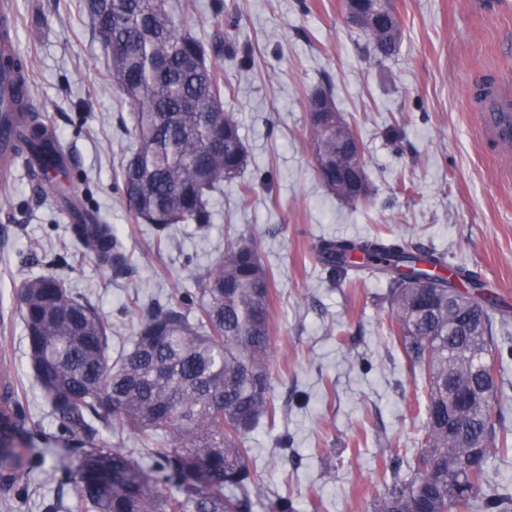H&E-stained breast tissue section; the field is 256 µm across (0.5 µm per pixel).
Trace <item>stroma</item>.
Returning a JSON list of instances; mask_svg holds the SVG:
<instances>
[{
    "mask_svg": "<svg viewBox=\"0 0 512 512\" xmlns=\"http://www.w3.org/2000/svg\"><path fill=\"white\" fill-rule=\"evenodd\" d=\"M203 43L216 10L237 22L235 53L209 56L224 80L247 167L211 202L206 227L165 231L137 222L118 182L133 114L113 88L81 0H13L18 58L30 94L71 158L74 200L120 240L126 262L99 263L69 237L62 202L39 196L29 169L0 172V360L16 376L25 439L46 464L77 461L30 366L18 288L53 272L112 323V349L130 347L128 307L166 302L227 245L253 240L275 275L274 421L248 438L259 478L252 512H373L385 464L412 462L426 422L425 381L389 331L387 283L371 273L337 284L314 256L320 239L376 234L424 244L512 297V179L482 147L474 81L512 76V0H392L401 38L374 60L347 24L342 0H174ZM330 89L362 147L370 193L351 205L315 174L306 98ZM495 400L512 437V319L494 326Z\"/></svg>",
    "mask_w": 512,
    "mask_h": 512,
    "instance_id": "obj_1",
    "label": "stroma"
}]
</instances>
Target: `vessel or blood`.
Listing matches in <instances>:
<instances>
[{"instance_id":"b4317fda","label":"vessel or blood","mask_w":512,"mask_h":512,"mask_svg":"<svg viewBox=\"0 0 512 512\" xmlns=\"http://www.w3.org/2000/svg\"><path fill=\"white\" fill-rule=\"evenodd\" d=\"M484 141L498 158V168L512 173V93L484 91L476 113Z\"/></svg>"}]
</instances>
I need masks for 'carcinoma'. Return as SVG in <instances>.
<instances>
[{
	"instance_id": "carcinoma-1",
	"label": "carcinoma",
	"mask_w": 512,
	"mask_h": 512,
	"mask_svg": "<svg viewBox=\"0 0 512 512\" xmlns=\"http://www.w3.org/2000/svg\"><path fill=\"white\" fill-rule=\"evenodd\" d=\"M121 101L131 108L136 148L121 168L122 194L135 219L164 230L170 224L211 223L210 204L247 164L239 124L224 111V83L206 62L204 44L175 20L168 0H82ZM230 21L218 27L211 51L233 42ZM377 57L395 52L401 29L393 10L362 30ZM24 65L0 45V79L11 92L0 99L9 123L12 158L39 171L43 195L67 199L63 149L45 116L29 111ZM316 174L350 204L366 197L336 192V172L349 169L348 149L336 131L310 125ZM71 234L102 264L125 262L107 224L72 209ZM389 280L388 318L413 367L428 377L426 424L411 473L390 465L375 512H468L482 498L484 512H508L502 499L481 495L490 461L500 451L501 413L494 398L448 419V384L475 391L478 365L496 348L497 302L466 269L455 273L466 289L437 273L444 256L422 245L379 237L323 239L316 257L332 281L347 278L356 255ZM196 287L140 313L130 349L112 358V322L54 273L24 281L18 292L35 379L66 442L88 447L76 466L54 464L47 477L75 487L43 512H251L255 473L247 464L249 433L277 412L272 397L271 271L257 246H228ZM472 299L486 304L481 329L466 335L448 327ZM20 397L0 390V488L27 502L33 468L43 464L15 438L23 432ZM134 432L150 464L105 444L103 432Z\"/></svg>"
}]
</instances>
